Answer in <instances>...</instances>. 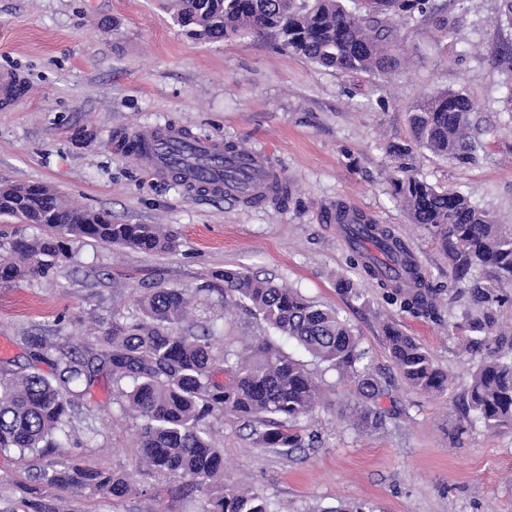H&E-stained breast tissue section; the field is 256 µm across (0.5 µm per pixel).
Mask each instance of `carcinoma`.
<instances>
[{
	"label": "carcinoma",
	"mask_w": 512,
	"mask_h": 512,
	"mask_svg": "<svg viewBox=\"0 0 512 512\" xmlns=\"http://www.w3.org/2000/svg\"><path fill=\"white\" fill-rule=\"evenodd\" d=\"M164 7L187 31L209 41L266 35L281 48L326 68L384 75L404 51L398 18L430 20L435 0H164ZM471 99L459 90L426 94L408 112L410 144L393 149L399 157L422 147L457 165L477 159ZM395 198L412 222L434 229L449 252L451 274L465 308L448 324L474 366L466 384L465 415L489 430L512 425V332L500 320L512 298V226L460 192L439 189L398 167ZM0 215L45 227L40 236L0 234V283L49 278L71 258V244L93 241L145 253H169L174 239L154 224H114L112 217L66 205L41 185H1ZM357 233L379 256L361 261L365 277L378 281L393 303L431 316L436 292L413 262L409 244L389 228L354 215ZM224 310L245 309L294 341L342 378L351 379L362 401L353 424L361 432L383 425L389 410L379 404L385 388L363 364L367 352L354 329L329 307L298 291L282 288L241 269L210 273ZM336 290L359 300L360 283L340 276ZM141 317L100 323L96 347L69 344V350L34 336L30 356L51 372L18 373L0 366V452L48 457L59 452L75 409L96 376L127 382L123 409L141 419L136 452L141 462L165 477L185 480L202 497L201 512H283L252 489L224 482V449L215 445L208 421L230 415L259 423V442L288 453L311 448L315 436L303 421L322 403L321 385L301 361L261 339L245 350L217 345L214 330L190 321L191 300L182 289L150 288L136 300ZM390 357L402 378L432 396L452 386L448 374L414 337L395 323L384 325ZM25 512H57L50 504L76 491L113 500L138 494L124 475L84 459L51 461L33 475Z\"/></svg>",
	"instance_id": "1"
}]
</instances>
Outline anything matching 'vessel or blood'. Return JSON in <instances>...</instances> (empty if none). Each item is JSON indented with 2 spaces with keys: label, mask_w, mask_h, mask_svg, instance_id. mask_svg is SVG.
Segmentation results:
<instances>
[{
  "label": "vessel or blood",
  "mask_w": 512,
  "mask_h": 512,
  "mask_svg": "<svg viewBox=\"0 0 512 512\" xmlns=\"http://www.w3.org/2000/svg\"><path fill=\"white\" fill-rule=\"evenodd\" d=\"M23 76L0 71V106L8 108L26 97ZM149 175L177 176L192 193L206 192L231 202L249 203L257 196H280L286 175L257 152L225 153L222 142L201 138L177 125L143 127L120 138Z\"/></svg>",
  "instance_id": "b4317fda"
}]
</instances>
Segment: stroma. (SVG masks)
Listing matches in <instances>:
<instances>
[{
    "label": "stroma",
    "mask_w": 512,
    "mask_h": 512,
    "mask_svg": "<svg viewBox=\"0 0 512 512\" xmlns=\"http://www.w3.org/2000/svg\"><path fill=\"white\" fill-rule=\"evenodd\" d=\"M437 2L458 21L454 38L440 42L432 24L398 20L406 57L381 79L323 68L262 35L194 39L160 0H0V70L20 71L28 82L26 99L0 112V184H44L67 202L108 211L113 223L159 225L179 243L165 254L76 243L53 277L0 285V341L9 345L0 362L27 371V336L50 339L60 328L87 336L112 315L136 317L137 295L157 285L185 290L195 318L214 319L220 341L247 348L270 328L238 309L225 314L217 294L203 289L211 271L242 268L347 320L389 389L390 413L379 429L358 432L349 419L359 401L353 384L281 341L322 386L325 399L305 421L319 442L287 454L259 445L239 419L214 418L227 482L284 512H323L342 502L374 512H512V427L489 431L464 419L472 363L448 329L462 311L448 257L429 230L411 223L389 182L406 164L512 225V27L498 21L501 0ZM435 89L471 98L481 142L475 163L454 165L418 147L402 159L391 153L409 141L413 103ZM171 123L265 152L288 178L287 199L245 208L192 197L114 149L119 133ZM339 203L409 243L437 290L434 317L400 309L371 280L362 300L337 292V276L363 274L323 218ZM387 322L416 337L448 372L454 385L445 396L421 393L400 376L385 344ZM114 396L111 381L100 378L68 432L76 455L144 493L122 502L66 493L60 512H198V495L140 463V422ZM32 482L30 458L0 455V512H19Z\"/></svg>",
    "instance_id": "35a3bbf8"
}]
</instances>
